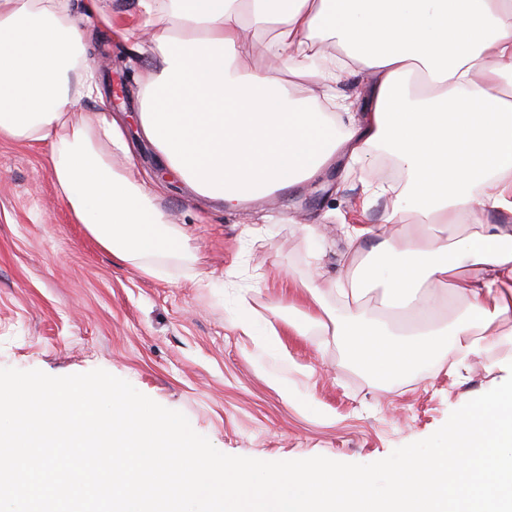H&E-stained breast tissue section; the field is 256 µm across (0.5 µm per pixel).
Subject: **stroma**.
I'll return each instance as SVG.
<instances>
[{
    "instance_id": "35a3bbf8",
    "label": "stroma",
    "mask_w": 512,
    "mask_h": 512,
    "mask_svg": "<svg viewBox=\"0 0 512 512\" xmlns=\"http://www.w3.org/2000/svg\"><path fill=\"white\" fill-rule=\"evenodd\" d=\"M95 71L123 77L122 121L173 223L188 225L195 258L166 279L112 258L59 200L45 143L0 141V367L66 376L102 369L158 404L184 413L220 452L263 461L324 456L372 463L427 438L452 411L504 377L503 345L379 382L343 344L292 328L308 307L297 293L313 253L324 280L348 274L347 224L380 226L391 196L369 199L367 167L344 160L275 199L227 209L164 170L136 136L144 71L140 53L110 30L89 29ZM210 273L197 287L191 272ZM270 321L290 354L270 357L235 328L239 298ZM287 382L283 398L271 378Z\"/></svg>"
}]
</instances>
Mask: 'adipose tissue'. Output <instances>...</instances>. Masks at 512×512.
<instances>
[{
    "label": "adipose tissue",
    "mask_w": 512,
    "mask_h": 512,
    "mask_svg": "<svg viewBox=\"0 0 512 512\" xmlns=\"http://www.w3.org/2000/svg\"><path fill=\"white\" fill-rule=\"evenodd\" d=\"M88 0H0V140L48 143L60 198L114 258L159 277L187 260L190 237L148 189L123 125L90 118L101 94L84 26ZM160 67L142 80L140 130L160 164L200 196L235 208L298 185L338 157L364 163L386 147L409 182L378 234L345 228L352 274L301 282L322 335L378 379L463 357L512 317V0H141ZM251 28L254 41L239 33ZM269 56L274 72L244 69ZM318 79L324 96L367 75L366 106L344 122L293 98L281 72ZM418 222L403 227L406 215ZM494 213L495 224L475 223ZM384 311L357 307L371 289ZM451 318H444L446 309Z\"/></svg>",
    "instance_id": "1"
}]
</instances>
